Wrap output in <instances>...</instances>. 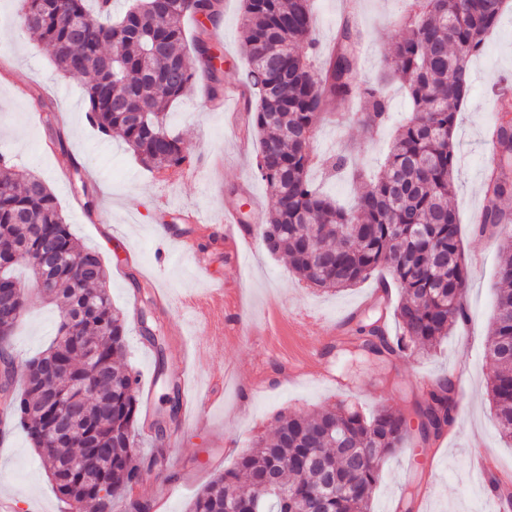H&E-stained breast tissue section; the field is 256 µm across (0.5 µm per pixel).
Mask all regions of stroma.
Masks as SVG:
<instances>
[{
  "label": "stroma",
  "instance_id": "35a3bbf8",
  "mask_svg": "<svg viewBox=\"0 0 512 512\" xmlns=\"http://www.w3.org/2000/svg\"><path fill=\"white\" fill-rule=\"evenodd\" d=\"M221 30L210 45L223 72L224 86L240 85L246 69L240 20L241 0H222ZM18 0H0V148L9 164L42 177L56 196L71 230L85 247L97 251L110 278L113 305L127 321L126 361L140 387L151 388L141 406L143 478L133 497L149 501L152 512H185L190 500L261 436H272L280 416L313 414L340 404L370 414L389 406L411 415L437 380L465 388L467 399L440 437L411 432L403 449L388 455L371 500V512H487L489 503L472 469L475 458L491 464L497 477L512 482V443L497 434L487 384L494 373L486 357L487 335L495 313L498 241L478 235L473 224L484 204L483 183L493 157L488 130L498 120L500 87H512V11L505 14L481 54L469 62L472 91L457 114L453 141L458 150L455 209L469 271L463 295L466 321L452 328L435 349H416L388 358L347 352L354 336L339 335L344 316L377 319L388 339L400 334L394 309L399 289L379 294L377 278L341 291H327L300 280L287 257L270 254L260 241L240 243L229 256L221 218L225 207L239 209L245 226L254 213L268 215L272 199L256 179L258 136L248 113L233 116L205 104L204 85L176 103L168 121L191 163L203 175L161 178L145 168L118 134L102 135L86 117L83 77H61L50 56L23 33ZM402 0H313L314 34L328 51L342 25L360 35L362 79L380 83L389 104V121L368 132L365 117L351 104L336 108L322 122L311 150L324 159L338 152L357 157L367 176L385 160L395 128L410 114L399 83H381L395 40L401 33ZM26 95H19L18 86ZM53 104L50 122L36 118L34 96ZM63 134L66 150L54 142ZM80 167L98 195L85 211L81 189L71 175ZM194 209L204 224H188ZM195 238L205 261L170 244V236ZM199 251V252H200ZM224 289L219 316L226 335L213 342L190 315L193 301L210 289ZM146 322H139L140 309ZM310 311L318 324L299 331L289 315ZM60 311L40 294L12 339L13 358L28 359L53 341ZM163 339L156 351L152 338ZM322 341L319 362L297 383L285 381L288 359L302 354L308 337ZM207 353L192 364L193 395L205 425L181 418L182 395L172 385L180 358L192 346ZM13 497L16 512H65L38 453L21 428L0 430V497Z\"/></svg>",
  "mask_w": 512,
  "mask_h": 512
}]
</instances>
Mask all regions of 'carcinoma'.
I'll use <instances>...</instances> for the list:
<instances>
[{
    "label": "carcinoma",
    "mask_w": 512,
    "mask_h": 512,
    "mask_svg": "<svg viewBox=\"0 0 512 512\" xmlns=\"http://www.w3.org/2000/svg\"><path fill=\"white\" fill-rule=\"evenodd\" d=\"M20 24L44 47L65 77L89 76V121L102 133L118 132L140 163L168 171L188 159L168 129L172 106L193 88L198 74L217 96L222 80L207 32L186 47L181 20L213 19L220 0H132L112 19V0H20ZM507 0H409L403 33L387 70L405 87L412 113L390 144L383 173L344 208L307 180L314 130L329 106L353 101L371 128L381 127L388 105L381 89L358 79V37L347 27L325 64H313L311 0H242L246 83L257 102L252 117L260 139L254 175L274 207L257 234L268 252L283 253L294 272L318 288L342 290L385 268L399 288L400 328L392 345L373 322L357 325V348L388 356L410 346L431 348L464 316L468 269L460 247L459 221L448 205L458 156L453 143L456 113L468 98L471 57L482 52L498 27ZM123 33L121 42L113 39ZM495 154L484 184L487 203L478 231L501 233L507 256L498 269L496 313L487 341L495 366L488 396L499 436L512 440V218L498 200L512 196V123L494 132ZM53 260L44 270L32 259L44 245ZM0 278L19 282L25 266L52 286L46 297L61 304L53 343L17 366L8 361L6 385L24 371L23 389L12 391L5 419L21 427L39 452L68 512H112L114 503L141 478L143 445L138 426L136 375L120 363L126 321L112 307L109 273L98 252L80 244L46 181L24 171L0 173ZM57 365L50 387L58 403L45 405L41 365ZM77 398L81 415L61 440L52 423ZM454 388L437 384L415 412L439 436L453 420ZM410 436L403 414L383 406L366 417L333 407L313 415L279 419L269 440L259 438L233 468L198 492L187 512H371L382 460ZM277 471L278 488L264 483Z\"/></svg>",
    "instance_id": "obj_1"
}]
</instances>
